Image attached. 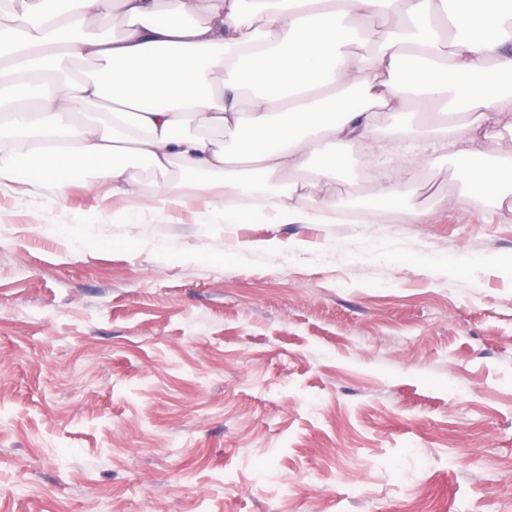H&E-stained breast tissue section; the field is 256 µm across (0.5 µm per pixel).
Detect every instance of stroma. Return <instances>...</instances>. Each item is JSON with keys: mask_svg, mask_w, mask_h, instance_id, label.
<instances>
[{"mask_svg": "<svg viewBox=\"0 0 512 512\" xmlns=\"http://www.w3.org/2000/svg\"><path fill=\"white\" fill-rule=\"evenodd\" d=\"M375 136L424 155L423 221L206 225L144 170L135 200L0 195V512H512V276L358 250L510 256L512 215L461 122ZM361 250L370 257L388 261H408L436 269H447L449 263L446 259L433 257L407 248L397 246L383 247L374 240L365 241Z\"/></svg>", "mask_w": 512, "mask_h": 512, "instance_id": "obj_1", "label": "stroma"}]
</instances>
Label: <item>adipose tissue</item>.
<instances>
[{
  "instance_id": "ef3b65f1",
  "label": "adipose tissue",
  "mask_w": 512,
  "mask_h": 512,
  "mask_svg": "<svg viewBox=\"0 0 512 512\" xmlns=\"http://www.w3.org/2000/svg\"><path fill=\"white\" fill-rule=\"evenodd\" d=\"M0 24V192L26 181L65 197L75 173L89 191L139 196L137 169L187 183L208 180L206 224L381 222L406 204L392 171L371 173L376 190L347 200L336 189L349 146L391 120L416 135L433 118L464 119L505 149L492 160L463 149L470 189L512 213V0H8ZM120 14L113 35L94 19ZM374 49L355 52L370 25ZM93 60L77 74L72 58ZM232 135L224 146L214 132ZM316 185L318 196L306 188ZM365 254L470 273L512 258L453 263L365 241Z\"/></svg>"
}]
</instances>
